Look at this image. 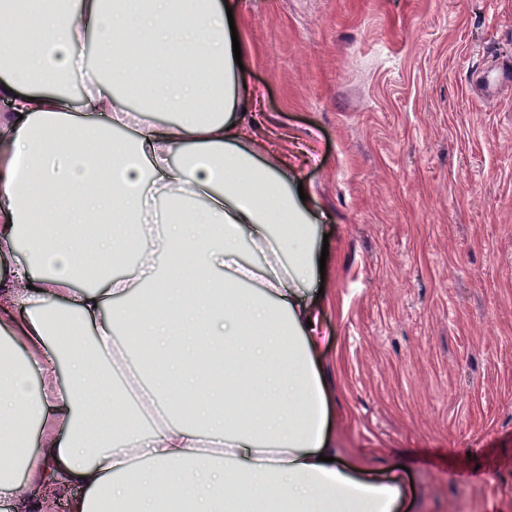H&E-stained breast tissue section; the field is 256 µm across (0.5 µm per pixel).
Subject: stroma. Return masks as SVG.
I'll return each instance as SVG.
<instances>
[{
	"label": "stroma",
	"mask_w": 512,
	"mask_h": 512,
	"mask_svg": "<svg viewBox=\"0 0 512 512\" xmlns=\"http://www.w3.org/2000/svg\"><path fill=\"white\" fill-rule=\"evenodd\" d=\"M247 84L328 238L335 447L412 512H512V0H241Z\"/></svg>",
	"instance_id": "obj_1"
}]
</instances>
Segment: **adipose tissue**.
Here are the masks:
<instances>
[{
    "instance_id": "obj_1",
    "label": "adipose tissue",
    "mask_w": 512,
    "mask_h": 512,
    "mask_svg": "<svg viewBox=\"0 0 512 512\" xmlns=\"http://www.w3.org/2000/svg\"><path fill=\"white\" fill-rule=\"evenodd\" d=\"M15 13L0 0V512H41L45 485L82 487L73 512H158L166 493L190 512H403L399 474L332 457L315 215L242 91L239 0H41L32 49ZM90 45L83 93H58ZM132 86L175 120L128 108ZM131 237L137 263L102 272ZM244 243L263 295L241 286ZM146 288L161 310L131 305ZM139 337L169 352L146 388Z\"/></svg>"
}]
</instances>
